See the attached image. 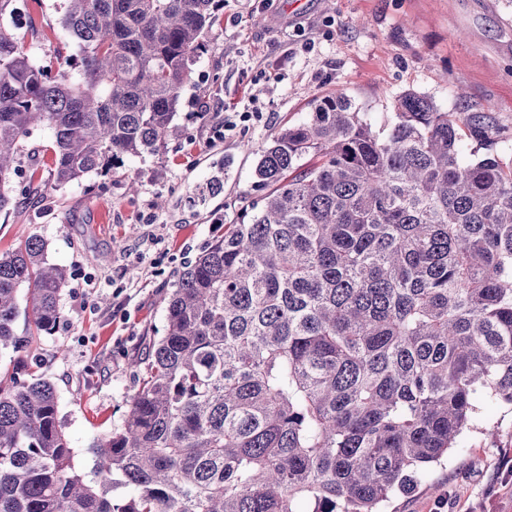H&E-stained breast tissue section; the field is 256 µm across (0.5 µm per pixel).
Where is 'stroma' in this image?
<instances>
[{
  "label": "stroma",
  "instance_id": "1",
  "mask_svg": "<svg viewBox=\"0 0 512 512\" xmlns=\"http://www.w3.org/2000/svg\"><path fill=\"white\" fill-rule=\"evenodd\" d=\"M28 2L35 28L19 36L33 60L74 54L64 0ZM409 90L451 112L491 110L512 156V0H226L162 160L60 186L52 130L33 131L20 166L33 193L0 211V252L40 238L68 284L50 332L18 320L29 345L0 351V376L27 370L53 385L86 479L92 442L121 427L137 388L131 360L164 333L162 295L260 199L259 149L316 98L345 92L381 123ZM481 412L482 426L388 512H435L443 497L447 512H512V412L490 399Z\"/></svg>",
  "mask_w": 512,
  "mask_h": 512
}]
</instances>
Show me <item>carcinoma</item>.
<instances>
[{
  "mask_svg": "<svg viewBox=\"0 0 512 512\" xmlns=\"http://www.w3.org/2000/svg\"><path fill=\"white\" fill-rule=\"evenodd\" d=\"M0 211L32 130L59 185L162 159L224 0H66L78 51L35 64L2 23ZM77 69L73 78L68 68ZM379 125L342 92L259 152L261 203L162 297L120 428L85 482L53 385L0 379V512H383L512 408V160L493 113L406 91ZM67 269L37 238L0 253V350L49 332ZM134 488L112 497L116 482Z\"/></svg>",
  "mask_w": 512,
  "mask_h": 512,
  "instance_id": "carcinoma-1",
  "label": "carcinoma"
}]
</instances>
